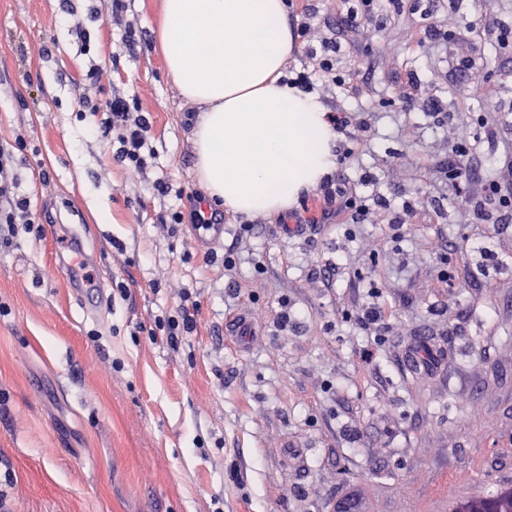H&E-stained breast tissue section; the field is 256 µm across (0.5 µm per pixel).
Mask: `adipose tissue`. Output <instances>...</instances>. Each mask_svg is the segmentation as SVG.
I'll list each match as a JSON object with an SVG mask.
<instances>
[{"label":"adipose tissue","mask_w":512,"mask_h":512,"mask_svg":"<svg viewBox=\"0 0 512 512\" xmlns=\"http://www.w3.org/2000/svg\"><path fill=\"white\" fill-rule=\"evenodd\" d=\"M159 39L170 79L201 108L195 176L225 209L285 211L335 167L323 106L281 81L285 0H163Z\"/></svg>","instance_id":"1"}]
</instances>
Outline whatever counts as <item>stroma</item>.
Returning a JSON list of instances; mask_svg holds the SVG:
<instances>
[{
  "label": "stroma",
  "mask_w": 512,
  "mask_h": 512,
  "mask_svg": "<svg viewBox=\"0 0 512 512\" xmlns=\"http://www.w3.org/2000/svg\"><path fill=\"white\" fill-rule=\"evenodd\" d=\"M288 2L290 28L309 34L295 38L286 77L332 39L337 74L362 84L325 77L313 94L348 117L336 143L355 152L330 178L369 214L352 223L344 198L328 202L319 186L278 214L236 215L215 200L216 238L170 221L173 204L189 212L206 191L194 173L200 108L161 54L163 0H126L118 17L112 0H0V145L41 227L0 239L10 512H334L346 497L360 512H450L512 489V223L478 217L485 181L512 184V57L487 36L451 52L423 43L433 22L512 23V0H377L378 19L355 25L354 0ZM128 25L133 50L120 39ZM411 83L416 98H403ZM115 96L151 122L144 172L113 159L79 106ZM432 97L438 110L424 104ZM463 138L467 200L439 176ZM159 181L186 200L159 195ZM406 196L415 216L397 231L377 203ZM320 216L315 230L284 231ZM229 248L242 253L231 271ZM82 252L104 289L92 315L58 271ZM371 281L385 316L367 327L358 315ZM185 312L195 328L177 344L143 331ZM243 315L257 331L245 348L224 333ZM416 331L447 349L445 376L402 368Z\"/></svg>",
  "instance_id": "35a3bbf8"
}]
</instances>
